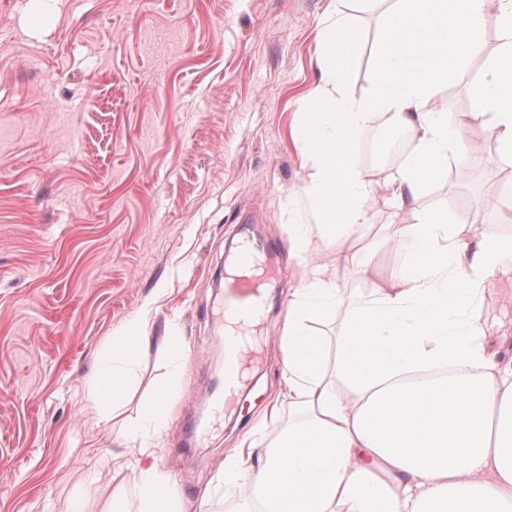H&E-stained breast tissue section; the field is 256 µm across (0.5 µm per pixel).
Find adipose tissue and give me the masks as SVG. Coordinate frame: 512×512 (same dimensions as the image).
Segmentation results:
<instances>
[{
    "instance_id": "adipose-tissue-1",
    "label": "adipose tissue",
    "mask_w": 512,
    "mask_h": 512,
    "mask_svg": "<svg viewBox=\"0 0 512 512\" xmlns=\"http://www.w3.org/2000/svg\"><path fill=\"white\" fill-rule=\"evenodd\" d=\"M377 2L336 0L321 22L322 80L297 134L312 221L295 225L294 248L301 260L317 241L343 248L379 217L396 225L406 258L350 302L326 266L307 270L280 337L298 416L274 439L251 440L257 460L226 459L224 478L263 512H512V362L497 360L479 322L488 287L512 274V242L416 205L449 166L488 165L466 136L473 124L512 156V0H393L371 87L355 98L354 13ZM491 15L498 46L466 80ZM462 81L470 111L434 105L438 88ZM380 119L413 148L399 167L370 171L357 142ZM345 306L330 357L309 324ZM147 345L136 322L113 336L90 397L97 411H119ZM122 470L133 492L113 494L109 512H178L156 466L136 455Z\"/></svg>"
}]
</instances>
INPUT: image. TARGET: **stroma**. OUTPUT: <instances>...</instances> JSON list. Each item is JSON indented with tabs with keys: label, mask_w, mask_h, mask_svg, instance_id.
Segmentation results:
<instances>
[{
	"label": "stroma",
	"mask_w": 512,
	"mask_h": 512,
	"mask_svg": "<svg viewBox=\"0 0 512 512\" xmlns=\"http://www.w3.org/2000/svg\"><path fill=\"white\" fill-rule=\"evenodd\" d=\"M331 0H0V512H103L123 480L153 390L172 405L150 459L180 512H238L226 455L275 436L293 413L282 382L288 294L306 269L291 227L309 221L305 160L294 132L322 77L319 23ZM382 9L355 15L350 91L370 87ZM467 136L491 164L448 169L418 200L461 224L512 235V157L490 134ZM274 244L279 275L249 364L241 414L212 419L199 396L221 378L214 316L237 218ZM379 227L350 250L376 272L343 268V288L369 291L405 257ZM144 316L150 345L116 419L89 408L97 360ZM483 328L512 357V280L494 283ZM184 346L180 360L162 349Z\"/></svg>",
	"instance_id": "obj_1"
}]
</instances>
